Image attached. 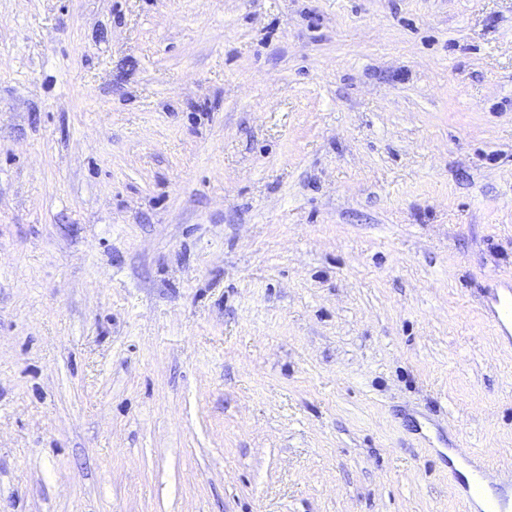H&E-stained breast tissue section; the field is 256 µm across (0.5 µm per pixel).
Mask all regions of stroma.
I'll list each match as a JSON object with an SVG mask.
<instances>
[{
  "mask_svg": "<svg viewBox=\"0 0 512 512\" xmlns=\"http://www.w3.org/2000/svg\"><path fill=\"white\" fill-rule=\"evenodd\" d=\"M511 286L512 0H0V512H467ZM487 310L489 320L500 331L501 336L510 338L512 334V291L508 296L494 295Z\"/></svg>",
  "mask_w": 512,
  "mask_h": 512,
  "instance_id": "35a3bbf8",
  "label": "stroma"
}]
</instances>
